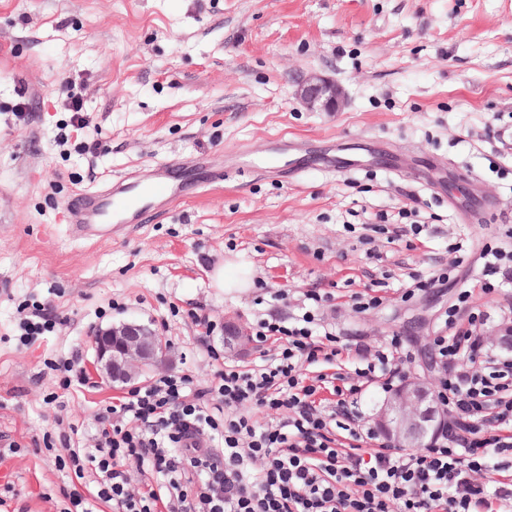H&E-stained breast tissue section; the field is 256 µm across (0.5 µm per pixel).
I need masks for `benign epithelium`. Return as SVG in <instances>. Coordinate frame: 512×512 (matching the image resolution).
I'll use <instances>...</instances> for the list:
<instances>
[{
	"label": "benign epithelium",
	"mask_w": 512,
	"mask_h": 512,
	"mask_svg": "<svg viewBox=\"0 0 512 512\" xmlns=\"http://www.w3.org/2000/svg\"><path fill=\"white\" fill-rule=\"evenodd\" d=\"M295 95L308 109L319 112H337L345 102L336 80L318 73L301 78ZM224 335L229 346L247 344L248 334L236 323H225ZM167 356L166 344L152 329L123 322L98 332L92 367L111 381H127L145 369L164 366ZM446 420L447 415L436 405L433 388L421 377H412L395 389L379 411L380 427L406 448L422 446Z\"/></svg>",
	"instance_id": "obj_1"
}]
</instances>
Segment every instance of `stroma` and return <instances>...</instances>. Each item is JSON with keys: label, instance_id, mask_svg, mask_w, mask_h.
<instances>
[{"label": "stroma", "instance_id": "1", "mask_svg": "<svg viewBox=\"0 0 512 512\" xmlns=\"http://www.w3.org/2000/svg\"><path fill=\"white\" fill-rule=\"evenodd\" d=\"M310 72L344 87L342 111L313 112L296 98ZM66 79L88 119L79 132ZM277 137L314 151L327 139L375 138L429 178L362 153L352 172L316 165L291 179L282 171L296 154H273ZM239 146L252 165L234 155ZM188 156L225 171L224 183L117 237L70 236L74 190ZM455 167L477 189L449 177ZM484 199L494 222L461 221ZM510 227L512 0H0V498L13 512H66L69 493L93 488L95 476L75 479L59 462L94 446L100 408L163 373L204 386L216 364L253 367L257 343L226 351L225 320L250 332L264 319L291 322L309 291L326 294L317 315L341 344L400 334L410 377L439 382L430 342L463 289L494 317L485 352L512 355L497 324L512 315V271L451 266L459 243L475 254L512 246ZM239 263L252 288L213 287V270ZM442 270L446 285L413 291ZM356 293L384 302L360 312ZM48 304L55 325L25 334ZM130 320L162 337L169 360L103 384L93 335ZM65 358L87 382L64 385L54 366Z\"/></svg>", "mask_w": 512, "mask_h": 512}]
</instances>
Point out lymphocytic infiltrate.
I'll return each instance as SVG.
<instances>
[{
  "mask_svg": "<svg viewBox=\"0 0 512 512\" xmlns=\"http://www.w3.org/2000/svg\"><path fill=\"white\" fill-rule=\"evenodd\" d=\"M469 298L459 293L433 338L448 424L428 447L368 451L353 427L337 438L336 419L349 417L365 380L401 378L404 344L397 334L376 351L356 343L364 366L355 377L304 380V365H330L343 352L332 332L316 337L307 311L293 325L259 322L256 341L277 346L260 368L218 370L205 387L164 375L100 410L96 453L69 455L76 478L90 465L98 475L93 498L74 492L73 508L90 512L96 499L116 512H506L512 474L488 461L512 455V387L503 382L512 360L493 370L479 361L476 326L486 314L469 308ZM326 387L336 397L332 412L316 400ZM259 408L284 417L257 425ZM132 458L156 476L145 490L129 487L124 466Z\"/></svg>",
  "mask_w": 512,
  "mask_h": 512,
  "instance_id": "1",
  "label": "lymphocytic infiltrate"
}]
</instances>
